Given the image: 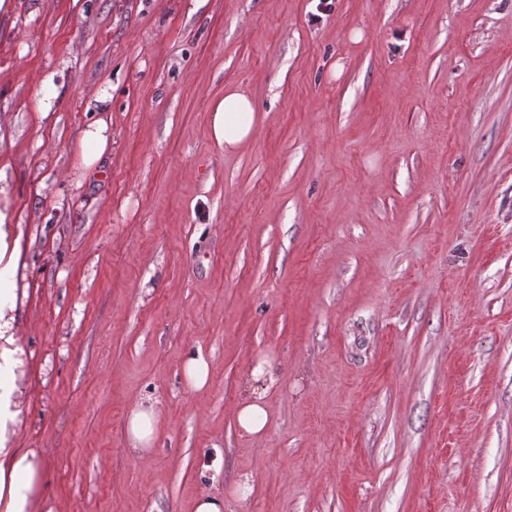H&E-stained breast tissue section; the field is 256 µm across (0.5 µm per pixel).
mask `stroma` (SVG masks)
<instances>
[{"label": "stroma", "instance_id": "1", "mask_svg": "<svg viewBox=\"0 0 512 512\" xmlns=\"http://www.w3.org/2000/svg\"><path fill=\"white\" fill-rule=\"evenodd\" d=\"M15 2L18 444L54 512H512V0ZM230 85L257 114L227 154ZM99 93L112 147L84 171ZM256 112L255 102L246 93L228 87L224 90V97L217 99L211 108V139L224 148V152L242 149L251 138ZM183 371L190 388L198 392L206 388L210 376V364L202 353L199 351L188 353L183 361ZM234 416L239 428L246 434L262 433L268 422V412L263 403L262 394L252 388L240 399ZM160 413L157 402H142L130 412L126 429L128 439L133 449L141 454L150 452L155 437V424Z\"/></svg>", "mask_w": 512, "mask_h": 512}]
</instances>
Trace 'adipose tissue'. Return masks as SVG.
<instances>
[{
    "instance_id": "obj_1",
    "label": "adipose tissue",
    "mask_w": 512,
    "mask_h": 512,
    "mask_svg": "<svg viewBox=\"0 0 512 512\" xmlns=\"http://www.w3.org/2000/svg\"><path fill=\"white\" fill-rule=\"evenodd\" d=\"M255 102L238 88L225 89L211 108L209 133L217 146L232 153L250 140L255 124ZM19 223L11 203V188L0 177V512H36L44 505L45 461L32 448L17 445L22 413V393L17 372L19 295L16 286ZM160 413L157 403L147 401L130 412L126 429L133 449L149 453Z\"/></svg>"
}]
</instances>
